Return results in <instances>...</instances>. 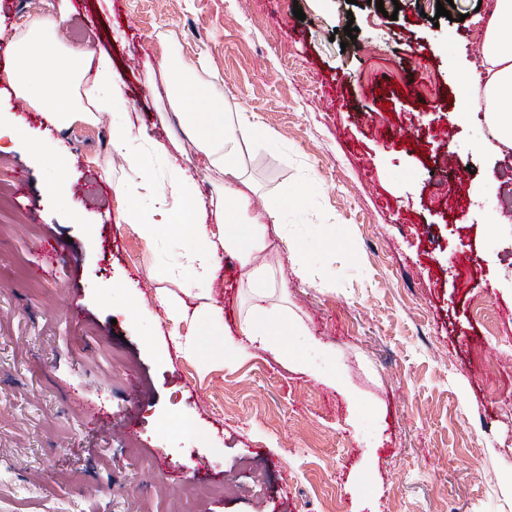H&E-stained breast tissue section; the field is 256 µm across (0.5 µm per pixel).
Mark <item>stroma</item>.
I'll use <instances>...</instances> for the list:
<instances>
[{
    "mask_svg": "<svg viewBox=\"0 0 512 512\" xmlns=\"http://www.w3.org/2000/svg\"><path fill=\"white\" fill-rule=\"evenodd\" d=\"M58 2L0 0V44ZM453 2L440 17L400 0L391 19L369 0H84L57 30L111 54L146 127L141 74L165 37L256 123L245 173L287 235L262 254L268 302L342 392L261 349L181 355L187 327L157 299L179 285L155 276L177 244L115 220V185L138 178L108 155L120 113L59 131L0 79V123L23 133L0 140V512H512V146L488 137L484 102L457 115L493 0ZM107 161L104 195L74 196ZM41 237L77 254L48 280L32 274ZM221 264L212 295L235 337L249 292Z\"/></svg>",
    "mask_w": 512,
    "mask_h": 512,
    "instance_id": "1",
    "label": "stroma"
}]
</instances>
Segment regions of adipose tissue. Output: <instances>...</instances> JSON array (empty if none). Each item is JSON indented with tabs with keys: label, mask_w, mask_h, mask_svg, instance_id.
I'll return each mask as SVG.
<instances>
[{
	"label": "adipose tissue",
	"mask_w": 512,
	"mask_h": 512,
	"mask_svg": "<svg viewBox=\"0 0 512 512\" xmlns=\"http://www.w3.org/2000/svg\"><path fill=\"white\" fill-rule=\"evenodd\" d=\"M68 10V0H61L57 20L36 15L17 29L10 39L7 81L58 130L77 121L95 125L104 113L124 111V126L113 134L110 150L138 170L140 179L117 189L115 219L134 225L145 238L163 230L178 243L157 277L180 282L185 292L181 298L160 297L174 323L188 326L175 341L180 351L199 358L226 354L241 359L260 348L288 356V328L266 302L268 272L256 262L268 246V229L278 224L279 214L257 205L244 177L245 115L225 111L223 92L214 83L201 81L176 47L168 48L159 66H146L148 83H161L169 107L202 154L205 169L224 177L215 195L202 197L194 174L178 162L169 145L147 128H136L132 115L126 114L124 81L111 55L103 50L64 48L56 29L67 19ZM479 50L490 65L484 89L488 123L500 143L512 145V0H495ZM145 197L152 202L147 211L139 205ZM222 252L237 261L251 296L248 316L236 339L225 337L224 310L211 300ZM189 296L199 300L198 309L186 304ZM203 315L208 318L204 326L198 323Z\"/></svg>",
	"instance_id": "obj_1"
}]
</instances>
